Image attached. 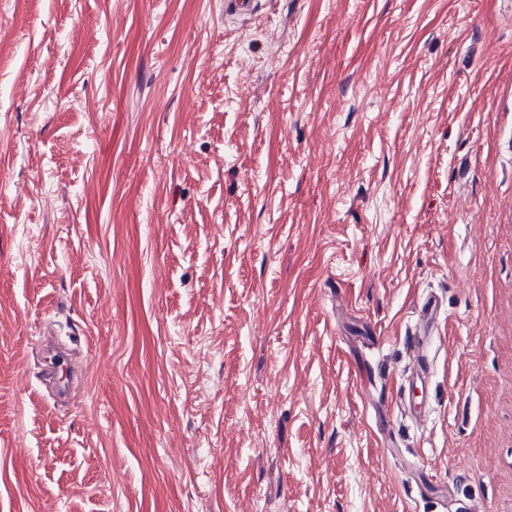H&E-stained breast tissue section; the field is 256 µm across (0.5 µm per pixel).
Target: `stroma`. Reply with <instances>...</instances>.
I'll return each mask as SVG.
<instances>
[{
  "instance_id": "35a3bbf8",
  "label": "stroma",
  "mask_w": 512,
  "mask_h": 512,
  "mask_svg": "<svg viewBox=\"0 0 512 512\" xmlns=\"http://www.w3.org/2000/svg\"><path fill=\"white\" fill-rule=\"evenodd\" d=\"M511 331L512 0H0V512H499ZM441 302L435 296H427L421 304L418 311L419 332L411 333L407 336V344L416 355V377L420 383L421 393L424 391L423 375L427 370L425 355L426 334L432 328L441 312ZM41 346L46 359L45 373L55 385L58 396L72 399L76 371L69 354L47 339L41 340Z\"/></svg>"
}]
</instances>
